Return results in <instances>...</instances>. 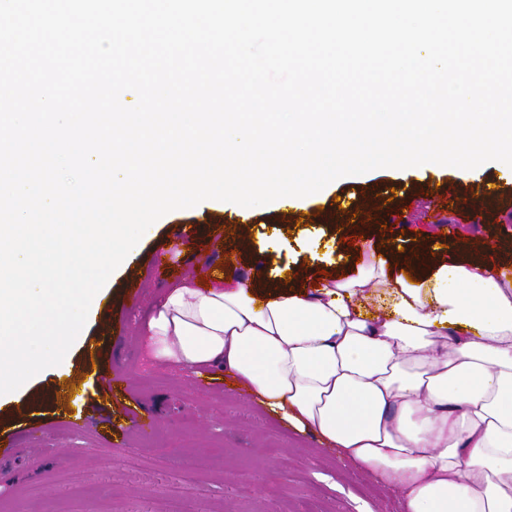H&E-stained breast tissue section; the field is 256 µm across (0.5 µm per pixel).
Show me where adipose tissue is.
<instances>
[{"mask_svg":"<svg viewBox=\"0 0 512 512\" xmlns=\"http://www.w3.org/2000/svg\"><path fill=\"white\" fill-rule=\"evenodd\" d=\"M357 251L354 273L310 290L288 289L283 268L169 286L145 348L232 374L396 489L406 512H512V276L425 251L390 259L368 239Z\"/></svg>","mask_w":512,"mask_h":512,"instance_id":"ef3b65f1","label":"adipose tissue"}]
</instances>
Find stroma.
<instances>
[{
  "mask_svg": "<svg viewBox=\"0 0 512 512\" xmlns=\"http://www.w3.org/2000/svg\"><path fill=\"white\" fill-rule=\"evenodd\" d=\"M501 174L498 162L491 161L470 177L444 168L404 186L396 174L378 169L336 182L306 203L317 209L343 192L360 197L372 189L391 192L380 223L360 227L292 228L281 209L270 205L239 226L233 212L210 200L159 219L130 262L113 273L97 314L71 351L76 357L94 346L101 314L122 317L130 338L122 365L128 393L92 386L81 416L42 411L33 423L20 424L17 454L0 455V512H167L168 489L187 470L196 479L180 512H402L393 488L338 450L297 433L232 376H197L151 360L139 324L161 286L151 279L148 263L163 260L176 272L220 266L225 245L245 239L250 249L238 265L242 272L258 260L267 270L290 266L305 281L323 271L333 277L353 271L357 253L338 263L310 251L311 237L324 231L339 239L368 237L383 248L393 242L427 249L437 263L456 258L458 243L465 240L470 259L491 254L512 273L511 211L468 219L454 206L438 207L430 192L449 182L468 188ZM185 224H203L208 231L191 246L174 235ZM136 418L153 419V432L136 434ZM132 455L139 456L138 466H129Z\"/></svg>",
  "mask_w": 512,
  "mask_h": 512,
  "instance_id": "stroma-1",
  "label": "stroma"
}]
</instances>
